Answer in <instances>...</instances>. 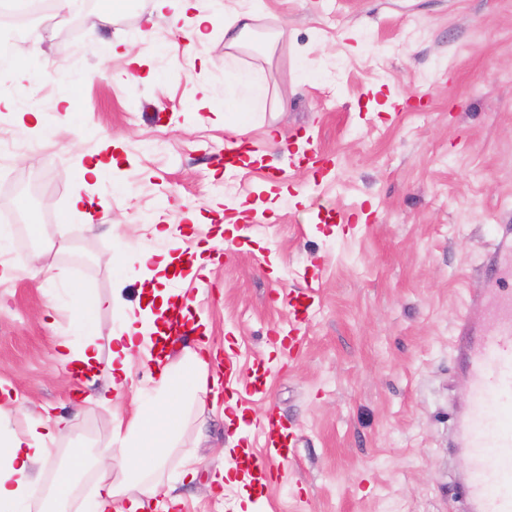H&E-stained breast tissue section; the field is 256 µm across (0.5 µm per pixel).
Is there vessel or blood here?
<instances>
[{"mask_svg":"<svg viewBox=\"0 0 512 512\" xmlns=\"http://www.w3.org/2000/svg\"><path fill=\"white\" fill-rule=\"evenodd\" d=\"M494 309L500 318L494 333H475L465 321L457 337L472 389L455 439L471 460L460 482L465 512H512V297L498 298Z\"/></svg>","mask_w":512,"mask_h":512,"instance_id":"vessel-or-blood-1","label":"vessel or blood"}]
</instances>
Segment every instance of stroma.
<instances>
[{
  "label": "stroma",
  "mask_w": 512,
  "mask_h": 512,
  "mask_svg": "<svg viewBox=\"0 0 512 512\" xmlns=\"http://www.w3.org/2000/svg\"><path fill=\"white\" fill-rule=\"evenodd\" d=\"M255 13V37L233 52L224 28L205 42L159 23L154 0H129L110 24L103 7L24 25L23 78L4 76L0 140L24 137L16 113H38L37 149L0 164V212L46 241H0L15 270L0 280V425L21 430L46 415L67 431L52 445L27 503L39 512L70 450L85 451L67 512H82L99 453L121 448L143 386L134 368L119 398L88 401L83 376L58 344L73 330L79 293L122 300L95 313L101 348L151 290L137 256L181 259L204 250L201 277L176 268L167 286L208 334L177 332L179 359L207 346L231 370L224 397L185 403V425L163 464L179 512H458L468 457L449 446L470 405L457 353L461 322L478 328L472 300L485 267L512 240V0H220ZM140 55L138 81L126 75ZM259 76L261 101L244 123L256 159L224 164L235 119L224 113L225 70ZM329 152L315 171L306 160ZM111 155L86 191L101 204L88 229L70 205L83 165ZM282 173L281 187L265 176ZM249 203L223 230L225 213ZM170 228L172 240L157 237ZM309 292L305 320L292 302ZM291 440L272 458L266 417ZM193 482L179 479L184 457ZM274 474L257 481L244 459ZM231 475L214 491L219 469Z\"/></svg>",
  "instance_id": "stroma-1"
}]
</instances>
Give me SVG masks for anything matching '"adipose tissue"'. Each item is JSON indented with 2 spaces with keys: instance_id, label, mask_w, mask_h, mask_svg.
Instances as JSON below:
<instances>
[{
  "instance_id": "adipose-tissue-1",
  "label": "adipose tissue",
  "mask_w": 512,
  "mask_h": 512,
  "mask_svg": "<svg viewBox=\"0 0 512 512\" xmlns=\"http://www.w3.org/2000/svg\"><path fill=\"white\" fill-rule=\"evenodd\" d=\"M160 19L174 29L186 27L195 36L206 26L223 23L228 48L246 45L254 33L251 13L223 19L200 0H158L155 14L146 23L152 26ZM74 329L84 343L75 352L68 341H61L62 363L82 364L93 378H106L117 392L124 388L134 365H141L147 374V386L128 423L126 446L120 457L109 452L99 457L96 487L84 512H174L181 499L165 490L161 467L182 428L184 396L204 397L218 386L217 377L210 374L208 354L197 351L175 362L167 354L146 349L143 318L133 312L126 315L121 334L114 336L105 356L91 320L76 321ZM65 430L63 418L49 416L29 423L24 431L0 434V512H21L40 483L41 467L49 458L47 441Z\"/></svg>"
}]
</instances>
